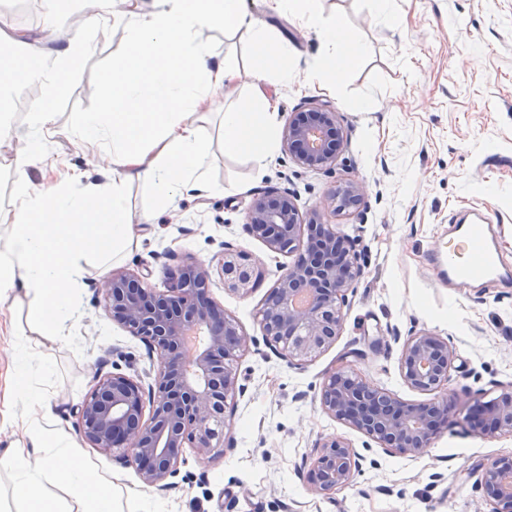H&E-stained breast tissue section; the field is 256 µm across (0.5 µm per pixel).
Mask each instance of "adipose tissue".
<instances>
[{
    "instance_id": "1",
    "label": "adipose tissue",
    "mask_w": 512,
    "mask_h": 512,
    "mask_svg": "<svg viewBox=\"0 0 512 512\" xmlns=\"http://www.w3.org/2000/svg\"><path fill=\"white\" fill-rule=\"evenodd\" d=\"M121 20L128 50L116 58L102 81L99 108L84 113L76 130L89 156L112 144V164L99 183L76 190L80 174L66 182L21 191L18 204L0 209V297L22 291L31 302L30 319L40 335L62 337L80 314L75 291L89 263L107 270L135 238L126 218L125 187L148 186L157 207L168 208L189 191H207L209 135L202 124L217 94L237 75L232 59L215 61L202 29L221 27L246 43L252 53L255 86L223 116L224 149L267 164L277 151V106L269 82L299 85L315 80L340 85L363 56L364 45L323 20L306 0H269L277 12L289 11L322 36L323 52L311 62L284 65L286 44L243 7V0H124ZM90 38L44 51L11 31L17 46L10 66L0 69V109L19 81L41 83L44 97L34 112L41 134L14 159L24 169L40 154L54 123L53 103L69 85L64 74L89 51L92 40L107 38L112 0H90ZM13 368L8 417L19 435L0 457L11 479L0 512H125L116 476L85 457L52 423L41 383L50 367L28 337L11 340Z\"/></svg>"
}]
</instances>
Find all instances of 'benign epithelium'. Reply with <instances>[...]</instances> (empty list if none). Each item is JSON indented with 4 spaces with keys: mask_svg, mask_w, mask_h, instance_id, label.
I'll return each instance as SVG.
<instances>
[{
    "mask_svg": "<svg viewBox=\"0 0 512 512\" xmlns=\"http://www.w3.org/2000/svg\"><path fill=\"white\" fill-rule=\"evenodd\" d=\"M342 145L336 110L325 104L296 113L283 131L284 150L306 171L333 169ZM365 192L363 183L349 181L335 209L359 208ZM246 228L270 252L289 258L260 309V326L264 344L288 366L300 368L330 347L343 328L347 291L362 273L355 238L324 223L318 209L302 211L287 189L253 198ZM216 265L224 274V288L235 293L248 294L261 278L258 266L226 242L208 261L186 257L163 291L144 287V280L124 271H114L97 284L108 316L141 339L147 358L157 366L147 386L121 372H95L90 394L76 408L80 434L101 453L121 451L120 459L136 465L141 482L149 487L175 486L184 449L200 460L217 453L224 443L227 398L245 390L234 387L226 360L257 345V339L210 297ZM298 292L308 296L301 309L293 306ZM199 327L206 331L205 342L189 358L182 336ZM388 334L402 343V382L435 397L408 401L348 370H334L323 382L320 407L385 452L419 458L448 423L452 403L443 389L456 352L447 338L429 331L404 340L396 328ZM468 422L488 438L512 436V383L474 410ZM363 460L344 440L323 444L309 473L312 492L327 495L348 485ZM479 471L483 495L474 512H512V463L495 460Z\"/></svg>",
    "mask_w": 512,
    "mask_h": 512,
    "instance_id": "benign-epithelium-1",
    "label": "benign epithelium"
}]
</instances>
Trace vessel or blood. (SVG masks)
I'll return each mask as SVG.
<instances>
[{"mask_svg":"<svg viewBox=\"0 0 512 512\" xmlns=\"http://www.w3.org/2000/svg\"><path fill=\"white\" fill-rule=\"evenodd\" d=\"M497 241L490 232L478 224L457 225L447 251L437 264L452 280L482 281L507 280L512 271L500 266L496 260Z\"/></svg>","mask_w":512,"mask_h":512,"instance_id":"b4317fda","label":"vessel or blood"}]
</instances>
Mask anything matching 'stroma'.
<instances>
[{
  "instance_id": "stroma-1",
  "label": "stroma",
  "mask_w": 512,
  "mask_h": 512,
  "mask_svg": "<svg viewBox=\"0 0 512 512\" xmlns=\"http://www.w3.org/2000/svg\"><path fill=\"white\" fill-rule=\"evenodd\" d=\"M250 14L273 40L288 43L285 65L314 60L320 36L288 13L271 10L267 0H245ZM331 23L364 42L366 53L340 87L269 85L280 124L312 103L334 107L344 145L329 172H304L285 151L267 166L225 153L221 113L247 96L255 81L245 45L221 29L204 31L219 57L236 61L238 76L204 126L211 137L207 178L215 192H190L169 209H153L152 195L133 182L126 189L127 217L136 240L112 262L115 270L138 274L156 253L189 254L210 260L231 242L262 272L245 297L224 289L213 270L209 293L245 333L261 336L259 310L281 274L279 257L243 228L251 199L272 187L294 192L301 210L318 208L326 223L358 233L364 273L349 295L344 327L332 346L307 362L289 367L268 347L245 352L230 363L244 395L230 398L234 412L226 433L236 446L210 462L187 456L178 488L147 489L135 466L87 448L73 407L92 387L95 370L119 368L135 377L149 366L144 344L105 313L88 267L77 294L82 314L66 339L42 342L54 369L44 387L50 411L78 448L102 469L119 477L127 492L158 498L166 512H473L481 491L475 469L512 457V438H487L471 431L467 417L475 403L496 397L512 381V283L449 284L434 263L448 227L491 225L504 260L512 265V0H395L400 15L391 27L377 15L376 0H316ZM44 0H0V15L30 39L59 48L87 36L82 0H68L55 31L43 28ZM127 30L114 23L108 39L93 42L87 57L70 72L69 92L54 106L50 136L53 154L99 181V166L84 154L75 130L83 113L98 107L101 83L112 60L127 49ZM43 97L37 82L18 83L0 111V208L16 200V183L41 187L52 173L31 158L23 173L12 167L26 139L37 137L32 112ZM365 184L364 205L334 211L331 197L346 182ZM153 209L150 223L142 213ZM29 301L0 300V404L8 398L10 338L35 336L27 319ZM430 331L449 339L458 360L450 373L448 396L454 407L447 427L426 455L409 458L368 445L362 434L322 412L321 386L334 368L347 366L374 385L407 400L422 393L399 376L397 344L370 349L387 328ZM347 440L365 456L352 482L335 493L313 494L307 482L315 442ZM442 479H435V472Z\"/></svg>"
}]
</instances>
